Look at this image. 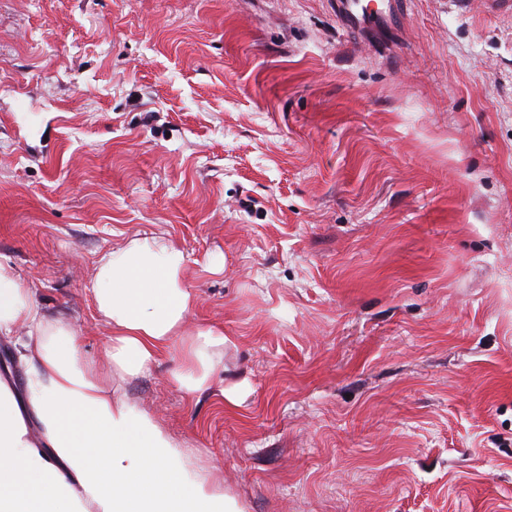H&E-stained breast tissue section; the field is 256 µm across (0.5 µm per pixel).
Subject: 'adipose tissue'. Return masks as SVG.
<instances>
[{"label":"adipose tissue","mask_w":512,"mask_h":512,"mask_svg":"<svg viewBox=\"0 0 512 512\" xmlns=\"http://www.w3.org/2000/svg\"><path fill=\"white\" fill-rule=\"evenodd\" d=\"M187 263L182 249L145 236L103 253L89 293L109 335L83 360L81 336L0 256V337L25 368L21 390L0 381V512H245L218 468L200 467L118 389L175 345L178 388L213 384L227 338L188 330Z\"/></svg>","instance_id":"ef3b65f1"}]
</instances>
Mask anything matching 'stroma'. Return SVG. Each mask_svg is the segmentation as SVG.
<instances>
[{
	"label": "stroma",
	"instance_id": "35a3bbf8",
	"mask_svg": "<svg viewBox=\"0 0 512 512\" xmlns=\"http://www.w3.org/2000/svg\"><path fill=\"white\" fill-rule=\"evenodd\" d=\"M0 0V255L83 356L135 236L188 256L186 396L130 401L246 512H512V14L410 0ZM407 9L406 0H336V20L346 33L363 40L362 31L369 25L387 24Z\"/></svg>",
	"mask_w": 512,
	"mask_h": 512
}]
</instances>
